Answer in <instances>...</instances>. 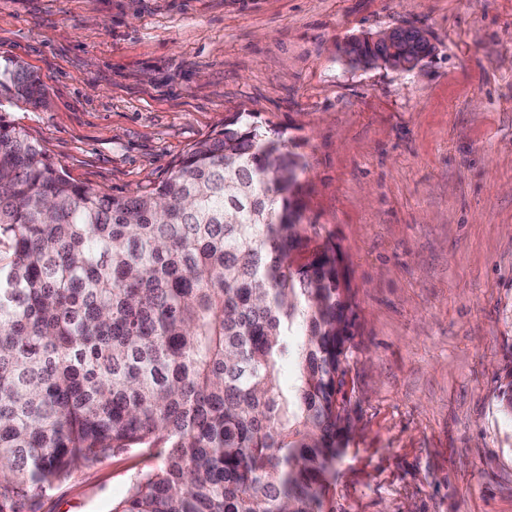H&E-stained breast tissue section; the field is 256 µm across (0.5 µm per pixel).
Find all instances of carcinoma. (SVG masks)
Here are the masks:
<instances>
[{
	"instance_id": "carcinoma-1",
	"label": "carcinoma",
	"mask_w": 512,
	"mask_h": 512,
	"mask_svg": "<svg viewBox=\"0 0 512 512\" xmlns=\"http://www.w3.org/2000/svg\"><path fill=\"white\" fill-rule=\"evenodd\" d=\"M430 51L415 31L346 54L410 71ZM2 84L44 100L19 63ZM302 171L239 113L113 196L0 116V512H37L133 448L161 462L111 512H323L352 430L354 314L338 247L300 224Z\"/></svg>"
}]
</instances>
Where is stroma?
Instances as JSON below:
<instances>
[{
	"label": "stroma",
	"mask_w": 512,
	"mask_h": 512,
	"mask_svg": "<svg viewBox=\"0 0 512 512\" xmlns=\"http://www.w3.org/2000/svg\"><path fill=\"white\" fill-rule=\"evenodd\" d=\"M423 30L409 72L351 65L353 38ZM0 116L109 195L167 179L235 113L306 169L302 217L337 244L353 430L325 512H512V0H0ZM140 449L82 469L39 512H110ZM7 84L12 97L34 105L44 100V88L36 74L19 63L6 66L0 71V86Z\"/></svg>",
	"instance_id": "35a3bbf8"
}]
</instances>
